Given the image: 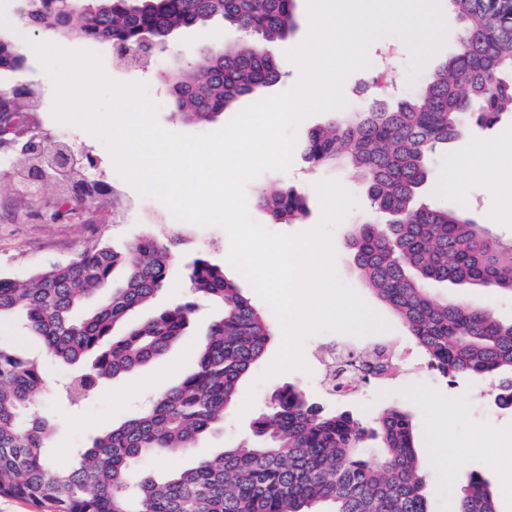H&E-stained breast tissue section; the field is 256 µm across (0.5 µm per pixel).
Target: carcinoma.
<instances>
[{"label": "carcinoma", "instance_id": "cac0c4a2", "mask_svg": "<svg viewBox=\"0 0 512 512\" xmlns=\"http://www.w3.org/2000/svg\"><path fill=\"white\" fill-rule=\"evenodd\" d=\"M462 24L458 51L397 102L368 99L336 112L306 137L313 166H348L376 218L352 235L353 261L376 298L405 325L430 367L454 385L495 378L493 405L512 410V321L432 287L469 286L512 294V245L504 246L467 215L422 199L428 158L477 125L512 114V0H448ZM35 30L90 38L119 62L139 65L166 53L173 34L215 21L242 33L236 44L198 48L168 69L172 116L205 125L257 90L277 84V48L296 27L295 0H35L25 12ZM22 65L20 48L0 40V69ZM110 187L73 193V209L100 203ZM258 205L274 224L308 215L304 195L281 185ZM176 236L154 233L117 249L99 244L27 279L0 276V316L26 315L46 353L82 372L64 394L78 400L118 376L164 356L183 336L195 304L143 321L132 315L168 281ZM125 270L122 284L112 280ZM193 291L224 308L198 346L195 366L145 410L95 436L66 467L51 457L53 428L30 409L46 393L34 357L0 346V495L48 502L56 512H431L426 462L410 415L392 406L370 422L289 384L275 390L252 423V437L163 477L143 474L144 457L187 452L235 403L241 381L262 358L271 324L224 268L200 252L188 272ZM386 349L346 348L365 379L388 372ZM375 443L382 461L371 464ZM452 512H498L493 489L475 472Z\"/></svg>", "mask_w": 512, "mask_h": 512}]
</instances>
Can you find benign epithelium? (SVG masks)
Segmentation results:
<instances>
[{"label":"benign epithelium","instance_id":"1","mask_svg":"<svg viewBox=\"0 0 512 512\" xmlns=\"http://www.w3.org/2000/svg\"><path fill=\"white\" fill-rule=\"evenodd\" d=\"M30 122V113L9 103L0 109V146L15 154L12 177L24 180L25 195L38 196L42 185L54 181L61 186L89 182L88 166L77 159L64 145L49 147L42 139L23 134Z\"/></svg>","mask_w":512,"mask_h":512}]
</instances>
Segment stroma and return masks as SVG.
Listing matches in <instances>:
<instances>
[{
    "instance_id": "1",
    "label": "stroma",
    "mask_w": 512,
    "mask_h": 512,
    "mask_svg": "<svg viewBox=\"0 0 512 512\" xmlns=\"http://www.w3.org/2000/svg\"><path fill=\"white\" fill-rule=\"evenodd\" d=\"M24 9V0H0V39L20 44L24 56L19 69L0 70V87H36L39 97L32 114L31 133L40 136L47 144L60 142L75 154L91 158L93 166L88 171L90 178L110 184L114 190V199L98 206L71 211L66 218L54 219L53 212L62 195L60 187L53 183L46 184L41 199L35 202L21 197L14 183L5 175L10 158L0 155V275L26 278L38 270L71 261L84 250L101 243L119 248L145 233H167L182 227L189 231L191 239L176 250L167 288L152 306L137 313V320H146L156 311L175 306L190 297L187 266L194 252L202 248L214 263L223 265L227 276L238 281L271 325H278L279 320L269 304L238 270L228 264L229 238L222 228L181 223L162 202L142 195L117 170L104 139L77 124L61 122L54 117L55 98L49 92L52 78L36 54L25 44L29 38L44 41L47 34L26 27L23 21ZM296 16L295 32L281 42L277 49L283 78L278 85L262 89L258 96L260 98L291 89L301 78L299 66L288 58L287 53L303 43L309 33L307 0H296ZM239 38L238 31L220 26L183 31L174 37L167 54L151 59L146 66L140 68L117 65L111 48L99 42L61 37L57 43L64 48H76L97 55L104 73L115 82L144 85L147 97L156 107L155 118L164 129L178 134L200 135L221 129L252 105L254 99H240L217 120L202 127L181 123L172 117L167 94L157 82L156 76L167 70L175 59L188 57L200 45L211 42L232 44ZM368 55L369 67L352 73L344 85V94L352 109L357 108L364 97L376 93L375 79L378 75L392 78L401 96L408 94L414 86L410 78L411 55L402 38L394 35L379 38L370 46ZM326 118L323 112L310 114L295 126L294 135L298 147L293 151L288 171H267L247 184L249 215L255 222L271 226L276 233L311 231L322 218L317 183L323 180L341 182L354 194L356 205L332 233L336 273L344 284L352 287L385 320L387 330L364 337L332 331L310 335L302 349L304 368L274 375L269 374L268 369L280 350V344L277 340H270L263 358L241 382L235 407L225 415L223 428L206 434L195 448L186 453L144 459L139 469L153 475L179 471L190 467L202 454L235 446L249 434L251 422L266 410L271 393L278 387L295 384L315 397H323L325 348L333 345L364 348L380 344L394 355V374L353 393L346 401L347 406L367 420L375 418L387 406H397L407 411L413 419L418 447L424 451L434 445V415L437 408L461 404L462 414L448 421V431L453 439L452 448L432 455L427 460L430 508L432 512H449L450 502L458 488L467 482L471 473L479 472L491 481L499 512H512V481L507 478L508 473L512 472V413L497 409L490 403L488 394L492 388V379H468L452 386L432 370L409 338L402 322L375 298L355 270L348 245L349 235L356 225L369 216L360 183L348 168L309 165L300 149L308 132L323 124ZM476 141L499 145L504 154L512 155V116L503 115L499 122L487 129L471 128L467 135L437 150L430 159L431 173L423 197L466 212L507 244L512 242V223L494 224L489 220L490 213L499 206V188L492 174L476 176L466 170L453 174L448 169L449 158L463 152ZM452 174L456 175L464 192L442 196L441 187ZM273 183H288L301 191L309 207V214L304 221L297 224H271L267 213L259 207L257 197L263 188ZM222 314L220 305L205 299L199 300L198 310L186 336L166 357L118 377L107 387L89 394L76 404L70 403L58 393L59 387L72 377V367L47 357L39 342L28 335L18 320H0V341L16 344L42 360L49 392L36 410L50 417L55 425L51 442L55 465L70 464L92 437L137 414L150 400L176 386L192 370L194 351L208 326ZM488 443L506 446L507 455H485L482 447Z\"/></svg>"
}]
</instances>
